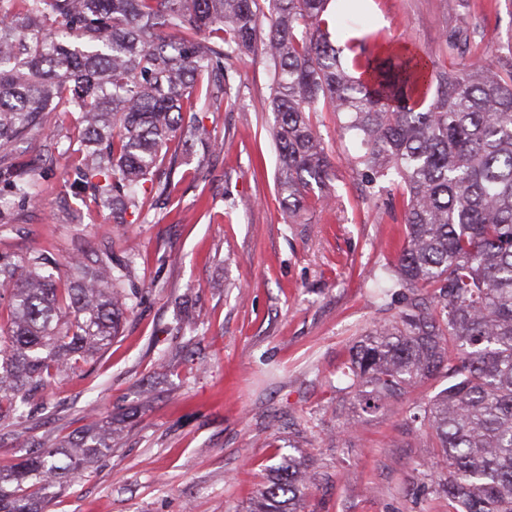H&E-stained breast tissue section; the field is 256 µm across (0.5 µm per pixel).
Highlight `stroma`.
<instances>
[{"label":"stroma","mask_w":512,"mask_h":512,"mask_svg":"<svg viewBox=\"0 0 512 512\" xmlns=\"http://www.w3.org/2000/svg\"><path fill=\"white\" fill-rule=\"evenodd\" d=\"M366 22L387 41L413 42L443 66L476 70L512 58V0H365ZM466 30L455 56L445 39ZM222 111L203 113L224 141L207 169L176 168L162 216L127 230L139 294L102 355L56 380L48 407L0 426V467L32 442L63 444L87 417H113L112 452L82 471L48 512H249L273 467L309 466L305 512H448L424 486L437 455L410 431L416 403L441 381L417 384L388 410L365 413L338 392L355 341L391 319L370 272L404 239L402 203L365 200L334 113L315 123L336 155L334 209L283 221L276 152L267 127L272 77L260 53L236 64ZM67 156L39 178L37 204L0 198V252L43 250L57 263L116 240L109 210L86 205L64 181ZM199 314L197 332L179 305Z\"/></svg>","instance_id":"35a3bbf8"}]
</instances>
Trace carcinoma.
<instances>
[{"label":"carcinoma","instance_id":"obj_1","mask_svg":"<svg viewBox=\"0 0 512 512\" xmlns=\"http://www.w3.org/2000/svg\"><path fill=\"white\" fill-rule=\"evenodd\" d=\"M361 0H0V191L37 203V172L56 160L49 117L74 118L67 182L112 210L118 228L176 188L164 150L221 142L199 120L218 112L233 61L259 49L272 75L275 175L286 224L336 198V159L315 130L327 110L359 141L347 164L376 199L402 189L404 243L374 274L393 320L362 335L342 391L378 412L422 379L448 381L415 406L439 470L431 488L451 512H512V64L443 69L404 42L384 56ZM135 246L72 257L0 253V424L19 422L78 360L120 334L132 307ZM112 421H93L59 450L34 443L0 468V512H40L78 470L112 452ZM42 491L35 497L27 483ZM305 466H281L251 512H302Z\"/></svg>","mask_w":512,"mask_h":512}]
</instances>
